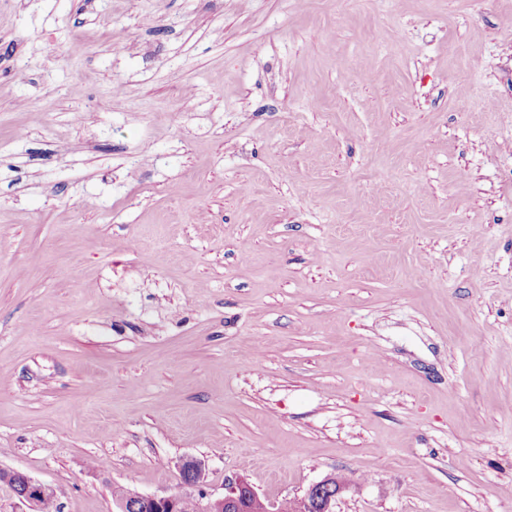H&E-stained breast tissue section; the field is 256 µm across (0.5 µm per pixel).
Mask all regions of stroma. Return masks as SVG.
<instances>
[{"label": "stroma", "instance_id": "35a3bbf8", "mask_svg": "<svg viewBox=\"0 0 512 512\" xmlns=\"http://www.w3.org/2000/svg\"><path fill=\"white\" fill-rule=\"evenodd\" d=\"M512 0H0V468L512 512Z\"/></svg>", "mask_w": 512, "mask_h": 512}]
</instances>
